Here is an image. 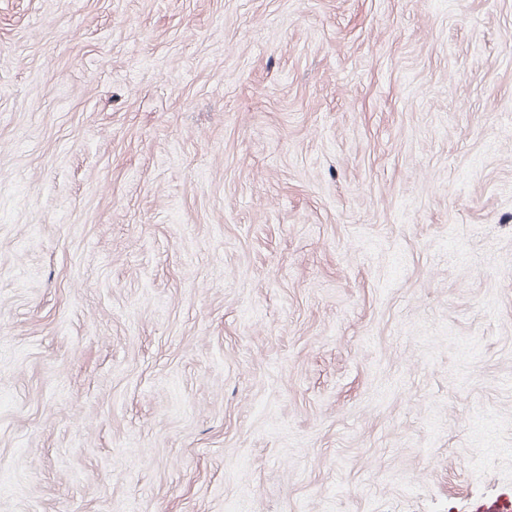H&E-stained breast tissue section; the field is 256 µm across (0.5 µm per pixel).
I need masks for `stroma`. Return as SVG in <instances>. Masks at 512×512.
Listing matches in <instances>:
<instances>
[{
	"label": "stroma",
	"mask_w": 512,
	"mask_h": 512,
	"mask_svg": "<svg viewBox=\"0 0 512 512\" xmlns=\"http://www.w3.org/2000/svg\"><path fill=\"white\" fill-rule=\"evenodd\" d=\"M512 506V0H0V512Z\"/></svg>",
	"instance_id": "obj_1"
}]
</instances>
